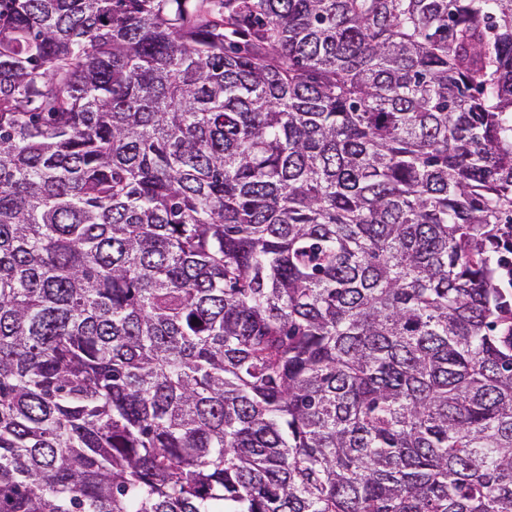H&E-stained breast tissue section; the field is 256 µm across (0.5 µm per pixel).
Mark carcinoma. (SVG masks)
<instances>
[{"label": "carcinoma", "mask_w": 512, "mask_h": 512, "mask_svg": "<svg viewBox=\"0 0 512 512\" xmlns=\"http://www.w3.org/2000/svg\"><path fill=\"white\" fill-rule=\"evenodd\" d=\"M512 0H0V512H512Z\"/></svg>", "instance_id": "cac0c4a2"}]
</instances>
